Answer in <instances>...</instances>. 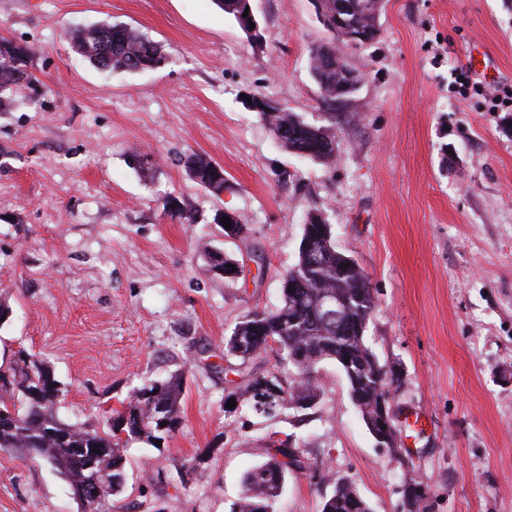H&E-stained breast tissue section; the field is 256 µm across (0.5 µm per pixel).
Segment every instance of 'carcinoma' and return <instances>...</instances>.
Returning a JSON list of instances; mask_svg holds the SVG:
<instances>
[{"instance_id": "cac0c4a2", "label": "carcinoma", "mask_w": 512, "mask_h": 512, "mask_svg": "<svg viewBox=\"0 0 512 512\" xmlns=\"http://www.w3.org/2000/svg\"><path fill=\"white\" fill-rule=\"evenodd\" d=\"M321 21L331 39L310 49V70L319 86L322 102L333 105L350 96L344 90V51L336 42V0H322ZM355 4L353 17L359 33L375 39L378 33L379 0H345ZM216 5L248 31L251 17L244 16L248 0H215ZM74 50L90 65L101 70L139 72L161 67L167 59L162 47L139 31L121 23L92 24L73 32ZM28 70V51L0 37V112L17 102V90L34 83ZM250 111L275 134L289 152L329 164L336 155V113L327 112V124L317 126L265 96H249ZM189 177L211 193L224 191V168L199 155L186 157ZM164 206L180 221L197 223L196 211L168 199ZM323 215L310 212L306 217L301 242L307 251H298L296 263L282 282V305L272 312L249 313L224 341L225 355L246 364L271 350L278 355V366L251 371L242 377L224 402L236 400V412L244 406L255 417L265 419L288 416L292 425L305 421L307 408L298 405L306 397L320 403L318 384L320 364L335 363L344 373L349 395L361 416H373L377 398L389 386V371L380 364L367 344L365 331L374 310V300L364 271L349 266V257L336 249L333 239L322 231ZM206 269L227 281L235 280L231 266L237 260L230 254L203 245L200 248ZM342 304L339 319H326L320 313L327 295ZM293 372L282 377L280 368ZM184 373H174L161 381L133 389L121 408L107 420L108 429L96 430L70 424L56 413L60 401V382L49 366L22 347L9 362L0 365V451L39 459L65 480L72 499L91 497L99 490L94 504L117 495L126 481L124 449L143 444L162 450L184 426L181 401ZM167 420L161 427L158 418ZM293 446H288V440ZM160 441L156 446L154 441ZM209 452L204 451L185 465V474L204 477ZM264 461L253 466L243 478V492L232 503L230 512H275L288 473L309 468L302 460L296 436L287 435L280 445L263 449ZM112 482H107V477ZM321 512H373L353 484L339 479L336 490L327 498Z\"/></svg>"}]
</instances>
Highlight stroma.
I'll list each match as a JSON object with an SVG mask.
<instances>
[{"instance_id":"stroma-1","label":"stroma","mask_w":512,"mask_h":512,"mask_svg":"<svg viewBox=\"0 0 512 512\" xmlns=\"http://www.w3.org/2000/svg\"><path fill=\"white\" fill-rule=\"evenodd\" d=\"M382 2L376 39L345 50L363 81L336 106L325 165L283 150L243 103L266 96L324 124L309 49L328 33L313 0H252L259 45L214 0H0V36L32 49L39 81L34 103L0 112V360L21 346L47 360L59 417L97 430L144 381H186L184 428L164 450L128 448L125 488L99 512H229L283 433L316 467L289 476L277 512H321L340 478L373 512H400L408 474L428 489L420 512H512V125L451 77L469 64L512 85V0ZM101 21L161 44L165 64L91 66L70 36ZM137 152L155 167L133 168ZM192 152L223 167V195L187 176ZM171 196L197 223L171 217ZM219 210L246 237L225 239ZM316 211L369 277L366 340L400 378L397 449L378 446L330 361L306 425L224 411L239 367L224 339L280 306ZM206 241L236 256V281L207 271ZM205 450V476H185ZM0 512L83 507L42 462L0 452Z\"/></svg>"}]
</instances>
